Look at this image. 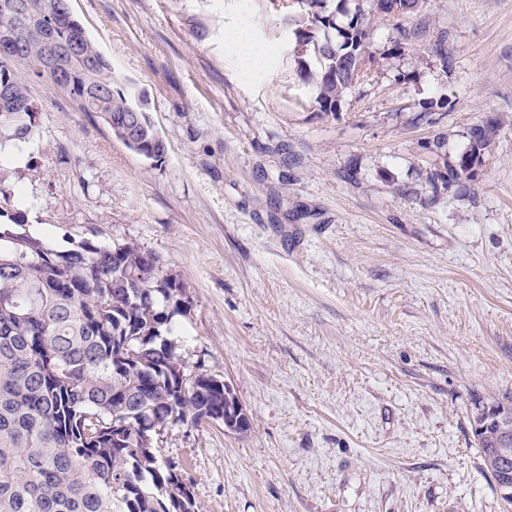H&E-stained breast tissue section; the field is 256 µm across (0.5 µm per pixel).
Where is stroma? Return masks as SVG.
<instances>
[{"label": "stroma", "mask_w": 512, "mask_h": 512, "mask_svg": "<svg viewBox=\"0 0 512 512\" xmlns=\"http://www.w3.org/2000/svg\"><path fill=\"white\" fill-rule=\"evenodd\" d=\"M69 4L168 153L145 161L16 61L38 118L0 186L30 232L131 239L182 277L180 352L250 419L160 436L203 512H512L471 425L512 392V0H424L404 41L371 16L375 69L333 116L270 0ZM489 115L478 178L437 180Z\"/></svg>", "instance_id": "obj_1"}]
</instances>
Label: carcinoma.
Masks as SVG:
<instances>
[{
	"instance_id": "obj_1",
	"label": "carcinoma",
	"mask_w": 512,
	"mask_h": 512,
	"mask_svg": "<svg viewBox=\"0 0 512 512\" xmlns=\"http://www.w3.org/2000/svg\"><path fill=\"white\" fill-rule=\"evenodd\" d=\"M279 2L296 29L294 53L315 57L299 79L319 111L334 115L375 64L361 55L371 35L364 9L348 0ZM18 7H52L60 27L70 12L68 0H0V29ZM27 62L46 77L34 41ZM11 64L0 54V146L19 149L34 136L37 112ZM69 72V93L86 100L81 111L137 137L144 159L164 158L144 103L114 87L91 40ZM497 126L488 117L469 127L465 149L436 177H475ZM190 307L180 275L135 241L54 246L20 222L0 223V512H203L191 480L161 459L158 437L220 417L238 399L179 352L175 318Z\"/></svg>"
}]
</instances>
